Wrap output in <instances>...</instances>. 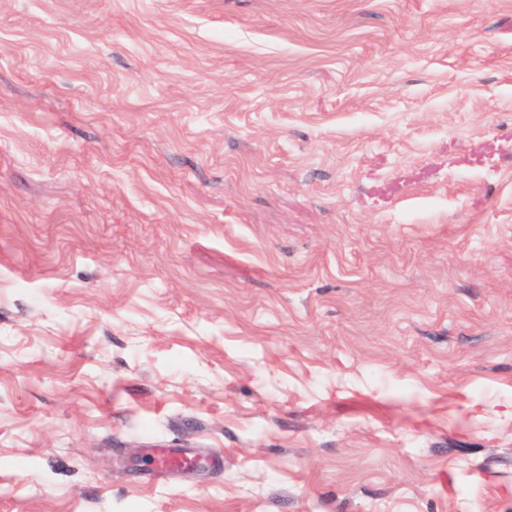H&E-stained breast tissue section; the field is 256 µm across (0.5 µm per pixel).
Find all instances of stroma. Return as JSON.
Here are the masks:
<instances>
[{
  "mask_svg": "<svg viewBox=\"0 0 512 512\" xmlns=\"http://www.w3.org/2000/svg\"><path fill=\"white\" fill-rule=\"evenodd\" d=\"M0 512H512V0H0ZM193 458L187 453H172L167 451H159L154 457L153 476H164L174 470L180 468L185 459Z\"/></svg>",
  "mask_w": 512,
  "mask_h": 512,
  "instance_id": "35a3bbf8",
  "label": "stroma"
}]
</instances>
